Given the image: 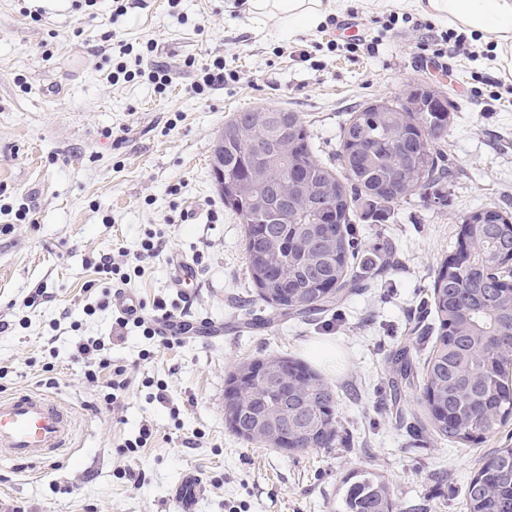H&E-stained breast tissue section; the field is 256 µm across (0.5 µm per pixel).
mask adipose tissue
Listing matches in <instances>:
<instances>
[{
  "label": "adipose tissue",
  "instance_id": "ef3b65f1",
  "mask_svg": "<svg viewBox=\"0 0 512 512\" xmlns=\"http://www.w3.org/2000/svg\"><path fill=\"white\" fill-rule=\"evenodd\" d=\"M408 5L469 34L493 36L499 68L512 75V0H409ZM247 6L255 18L274 19L293 35L318 29L336 0H248Z\"/></svg>",
  "mask_w": 512,
  "mask_h": 512
}]
</instances>
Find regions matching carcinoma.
I'll use <instances>...</instances> for the list:
<instances>
[{
	"mask_svg": "<svg viewBox=\"0 0 512 512\" xmlns=\"http://www.w3.org/2000/svg\"><path fill=\"white\" fill-rule=\"evenodd\" d=\"M251 112H238L224 129L241 127L256 138L275 136V127L250 125ZM297 128L288 153L298 173L309 179L312 195L329 192L336 201L329 223L314 224L302 210L298 222L275 225L280 248L260 236L263 218L250 202L222 196L224 208L243 221L247 271L257 301L281 317L311 314L340 306L358 288L360 275L374 274L376 262L360 255L355 228L357 197L395 203L419 195L442 205L447 195L440 184L451 172L439 165L438 144L448 136L450 112H410L400 99L387 100L383 112H353L345 122L336 153L338 168L325 163L312 134L297 112ZM284 154L274 148L252 159L234 138L224 136V171L241 179L260 171L281 174ZM460 234L473 251L461 263L444 260L435 276L430 305L435 336L422 363L414 361L413 340L394 355L401 381L419 388L423 417L412 432L451 443L467 444L493 433L512 417V214L494 207L472 211L460 220ZM300 388L295 393L312 401L303 424L305 436L295 441L307 448H335L341 443L338 393L306 364L288 356ZM245 389L253 412L278 404L280 394L262 380ZM467 512H512V448H498L488 457L466 491ZM340 512H394L389 488L368 471H358L341 500Z\"/></svg>",
	"mask_w": 512,
	"mask_h": 512,
	"instance_id": "1",
	"label": "carcinoma"
}]
</instances>
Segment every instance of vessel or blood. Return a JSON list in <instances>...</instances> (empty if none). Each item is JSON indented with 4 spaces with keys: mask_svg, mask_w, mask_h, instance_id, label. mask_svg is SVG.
<instances>
[{
    "mask_svg": "<svg viewBox=\"0 0 512 512\" xmlns=\"http://www.w3.org/2000/svg\"><path fill=\"white\" fill-rule=\"evenodd\" d=\"M112 306L132 317L142 308L140 298L128 290L113 292ZM72 429L70 410L52 397L33 391L0 396V452L14 462L47 460L67 446Z\"/></svg>",
    "mask_w": 512,
    "mask_h": 512,
    "instance_id": "vessel-or-blood-1",
    "label": "vessel or blood"
}]
</instances>
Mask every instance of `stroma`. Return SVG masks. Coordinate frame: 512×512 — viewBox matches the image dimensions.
I'll list each match as a JSON object with an SVG mask.
<instances>
[{
	"label": "stroma",
	"instance_id": "obj_1",
	"mask_svg": "<svg viewBox=\"0 0 512 512\" xmlns=\"http://www.w3.org/2000/svg\"><path fill=\"white\" fill-rule=\"evenodd\" d=\"M0 0V390L33 389L66 404L67 448L36 466L0 453V512H179L185 476L198 477L195 512H338L354 471L389 484L395 512H464L483 457L512 447V419L476 444H412L381 404L386 361L408 317L418 315L440 262L459 245V220L489 206L512 213V79H502L489 41L449 53L448 24L386 0H346L317 31L289 37L243 0ZM155 50L141 69L127 48ZM194 67H185L186 59ZM223 60L232 80L189 92L199 68ZM168 71L165 91L151 65ZM426 82L451 100L441 146L455 173L447 206L416 198L389 206L386 223L360 215L365 250L392 244L382 288L352 296L317 318L279 321L253 303L244 226L225 209L211 177L210 145L235 113L256 106L301 115L324 162L336 160L345 121L378 97ZM28 220H19L21 209ZM162 251L143 257L148 237ZM143 264L129 290L182 318L221 327L164 346L119 328L112 297L95 281L100 256ZM201 260L197 283L177 287L170 262ZM42 290L36 305L27 299ZM104 340L127 368L129 388L103 404L106 379L88 382L75 345ZM331 344L333 363L316 345ZM300 359L336 388L344 443L283 454L234 435L224 422V380L237 363L272 355ZM55 361L53 373L44 362ZM167 399L155 401V383ZM155 433L122 452L141 426ZM140 470L141 482L127 479Z\"/></svg>",
	"mask_w": 512,
	"mask_h": 512
}]
</instances>
